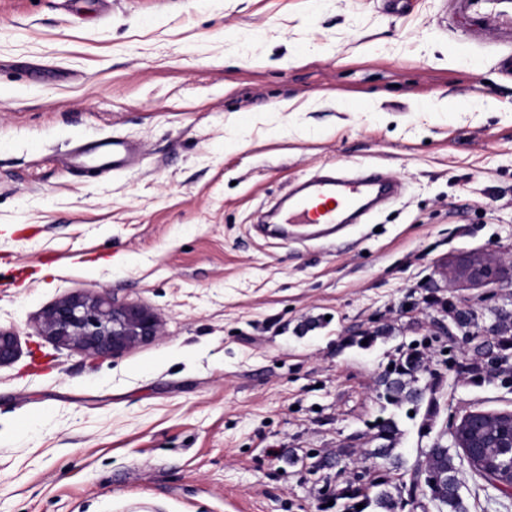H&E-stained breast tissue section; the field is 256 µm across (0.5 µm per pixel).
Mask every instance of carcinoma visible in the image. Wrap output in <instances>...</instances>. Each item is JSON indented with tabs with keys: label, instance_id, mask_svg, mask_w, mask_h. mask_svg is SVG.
<instances>
[{
	"label": "carcinoma",
	"instance_id": "obj_1",
	"mask_svg": "<svg viewBox=\"0 0 512 512\" xmlns=\"http://www.w3.org/2000/svg\"><path fill=\"white\" fill-rule=\"evenodd\" d=\"M446 311L452 314L458 328L464 335L476 338L479 331L472 310L462 309L454 303H448ZM496 322L490 328L496 339V351H488L490 370L488 375L501 378V382L512 381V313L504 309L494 310ZM425 370L423 356L415 348L399 353L397 360L392 363L380 379L384 387L385 400L397 407L403 404L412 406L418 411L425 399L427 386L420 384L418 374ZM489 416L496 426L491 427L482 421L471 423L470 429L481 438L492 440L500 432L512 428L507 412H491ZM377 433L375 439L380 444L369 452V457L376 460L375 470L372 471L368 486L360 488L352 482L346 483L341 489L340 497L363 505L353 512H400L404 501L401 495L393 494L390 490V473L403 467V459L396 452L401 432L396 421L392 418L381 421L375 425ZM463 458L459 451L450 448H437L426 458L425 468L430 476L438 482L439 502L438 512H465V505L459 493L460 466ZM468 467L470 471L482 478L489 487L500 491L499 485L512 483V448H487L480 457L471 458Z\"/></svg>",
	"mask_w": 512,
	"mask_h": 512
}]
</instances>
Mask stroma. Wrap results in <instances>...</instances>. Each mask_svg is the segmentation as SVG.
<instances>
[{
    "mask_svg": "<svg viewBox=\"0 0 512 512\" xmlns=\"http://www.w3.org/2000/svg\"><path fill=\"white\" fill-rule=\"evenodd\" d=\"M510 52L512 0H0V327L20 347L0 512H343L326 498L378 420L402 432V487L451 422L512 412V388L468 373L512 287L448 280L463 254L512 257ZM108 135L140 164L69 165ZM324 166L403 193L333 239L258 233ZM103 289L164 336L90 359L40 335L46 308ZM435 320L427 422L378 379ZM443 309L452 314L456 320L458 328L464 331L465 336H471L472 339L479 336L480 327H478V324L475 322V314L472 310L457 308L454 303L449 301L448 308ZM473 327L476 329L475 331H471V328Z\"/></svg>",
    "mask_w": 512,
    "mask_h": 512,
    "instance_id": "obj_1",
    "label": "stroma"
}]
</instances>
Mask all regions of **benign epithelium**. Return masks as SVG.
I'll return each instance as SVG.
<instances>
[{
    "instance_id": "obj_1",
    "label": "benign epithelium",
    "mask_w": 512,
    "mask_h": 512,
    "mask_svg": "<svg viewBox=\"0 0 512 512\" xmlns=\"http://www.w3.org/2000/svg\"><path fill=\"white\" fill-rule=\"evenodd\" d=\"M452 274L474 288H511L512 259L472 253L456 261ZM42 332L63 346L101 358H116L163 335L161 320L152 309L120 303L105 291L56 302L43 313ZM16 355L14 333L0 328V366L11 363Z\"/></svg>"
}]
</instances>
